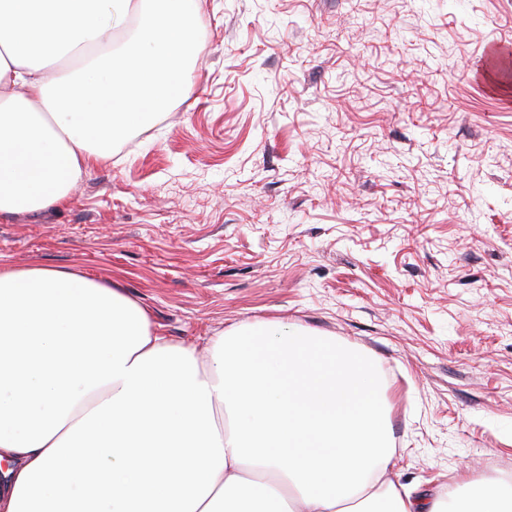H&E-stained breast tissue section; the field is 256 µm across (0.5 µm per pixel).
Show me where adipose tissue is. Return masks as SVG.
I'll return each mask as SVG.
<instances>
[{
    "label": "adipose tissue",
    "instance_id": "1",
    "mask_svg": "<svg viewBox=\"0 0 512 512\" xmlns=\"http://www.w3.org/2000/svg\"><path fill=\"white\" fill-rule=\"evenodd\" d=\"M198 16L0 0V214L65 204L181 97ZM208 344L203 364L118 284L0 267V512H445L390 478L388 386L364 352L268 320Z\"/></svg>",
    "mask_w": 512,
    "mask_h": 512
}]
</instances>
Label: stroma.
Segmentation results:
<instances>
[{"label":"stroma","instance_id":"obj_1","mask_svg":"<svg viewBox=\"0 0 512 512\" xmlns=\"http://www.w3.org/2000/svg\"><path fill=\"white\" fill-rule=\"evenodd\" d=\"M512 0H200L191 88L68 205L0 215V265L118 283L163 336L276 320L389 385L391 474L512 492Z\"/></svg>","mask_w":512,"mask_h":512}]
</instances>
